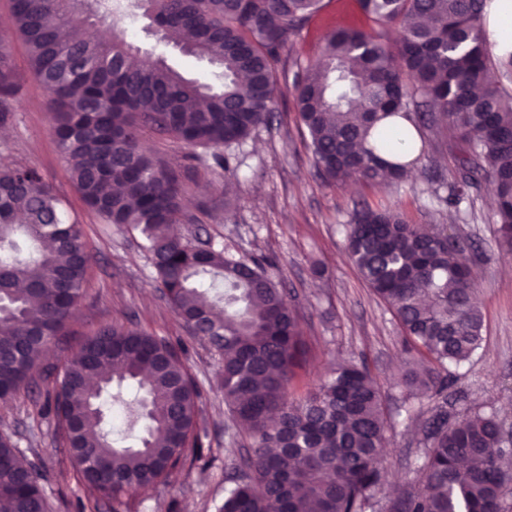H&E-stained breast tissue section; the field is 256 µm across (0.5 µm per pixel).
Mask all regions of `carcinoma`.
Returning <instances> with one entry per match:
<instances>
[{
  "label": "carcinoma",
  "mask_w": 512,
  "mask_h": 512,
  "mask_svg": "<svg viewBox=\"0 0 512 512\" xmlns=\"http://www.w3.org/2000/svg\"><path fill=\"white\" fill-rule=\"evenodd\" d=\"M377 25L335 29L319 57L296 72L295 110L315 166L329 180L397 184L426 151L425 128L461 142L444 201L457 205L483 176L494 185L496 241L512 255V95L483 82L492 49L512 67V45L487 27L499 0H355ZM322 8V0H12L13 36L27 47L45 91L58 148L84 203L143 239L167 300L188 330L218 352L224 404L253 438L244 465L226 474L216 512H512L504 486L512 450L493 410L457 419L445 392L451 368L472 358L483 316L466 239L411 224L393 208L354 210L347 250L373 293L413 343L402 383L442 402L422 427L423 489L384 504L376 466L390 443L382 392L356 360L299 396L289 386L305 353L288 288L258 258L172 236L180 222L179 174L142 149L147 128L191 149L190 160L226 171L231 147L274 112V62ZM147 16L159 41L222 69L218 88L183 76L162 56L133 60L127 22ZM107 22L106 41L69 38ZM402 31L397 53L384 45ZM0 51V123L22 92ZM415 148L409 161L379 153ZM204 153H199V150ZM91 256L80 225L39 171L0 162V398L32 380L46 345L82 294ZM54 406L71 460L98 494L116 502L184 468L199 391L176 348L141 329L103 326L62 367ZM137 386L144 433L127 445L103 426L102 390ZM39 467L18 461L0 433V512H48Z\"/></svg>",
  "instance_id": "obj_1"
}]
</instances>
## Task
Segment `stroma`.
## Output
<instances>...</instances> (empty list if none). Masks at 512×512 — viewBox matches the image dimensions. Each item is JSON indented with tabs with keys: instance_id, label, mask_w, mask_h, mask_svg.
I'll return each instance as SVG.
<instances>
[{
	"instance_id": "1",
	"label": "stroma",
	"mask_w": 512,
	"mask_h": 512,
	"mask_svg": "<svg viewBox=\"0 0 512 512\" xmlns=\"http://www.w3.org/2000/svg\"><path fill=\"white\" fill-rule=\"evenodd\" d=\"M10 0H0V36L7 37L12 61L23 78V95L11 122L0 130V161L36 168L81 225L94 260L84 295L64 329L44 354L50 377L38 379L12 398L0 400V432L12 435L22 459L37 462L45 475L52 512H81L89 492L73 467L58 421L48 403L59 371L83 339L100 326H136L166 338L180 352L201 389L200 411L190 435L202 450L183 470L146 491L129 494L132 512H215L224 497L225 466L245 456L248 437L239 433L224 404L217 357L207 340L193 336L173 312L138 232L104 221L81 200L51 132L44 93L29 70L26 50L6 21ZM339 26L370 28L355 0H323L315 19L275 64L280 88L273 123L253 131L238 151L237 177L226 181L216 167H191L186 148L172 136L149 130L147 148L180 169L184 209L195 218L177 234L204 229L217 246L244 256H265L273 280L284 282L288 301L300 315L307 354L293 387L303 392L337 360L365 361L382 387L391 443L381 465L388 478L412 479L421 463L419 421L431 400L399 385L409 339L394 314L362 280L346 249L347 224L355 207H392L414 224H437L470 237L477 277V304L483 341L458 371L468 406L494 408L512 427V257L496 246L491 221V186L481 182L459 207L438 206L435 179L422 170L397 185L326 182L307 147L292 96L295 71L314 61L326 35ZM130 43L200 82L219 84V69L207 60L165 50L144 21L127 30Z\"/></svg>"
}]
</instances>
